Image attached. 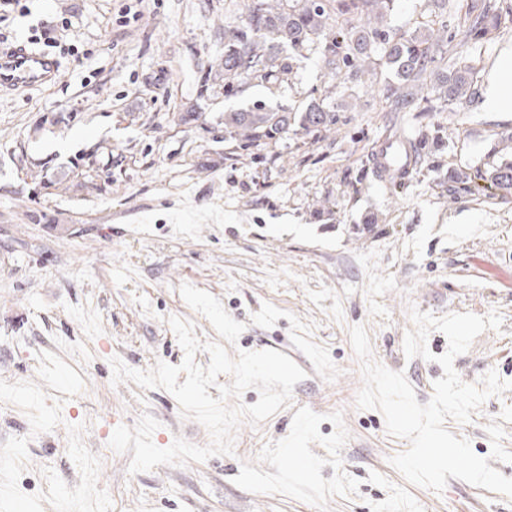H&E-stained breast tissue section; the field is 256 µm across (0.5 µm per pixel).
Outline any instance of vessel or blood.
Returning <instances> with one entry per match:
<instances>
[{"label":"vessel or blood","instance_id":"b4317fda","mask_svg":"<svg viewBox=\"0 0 512 512\" xmlns=\"http://www.w3.org/2000/svg\"><path fill=\"white\" fill-rule=\"evenodd\" d=\"M57 73L58 65L53 58L26 45L0 49V91L47 86L56 80Z\"/></svg>","mask_w":512,"mask_h":512}]
</instances>
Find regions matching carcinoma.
I'll use <instances>...</instances> for the list:
<instances>
[{
	"instance_id": "carcinoma-1",
	"label": "carcinoma",
	"mask_w": 512,
	"mask_h": 512,
	"mask_svg": "<svg viewBox=\"0 0 512 512\" xmlns=\"http://www.w3.org/2000/svg\"><path fill=\"white\" fill-rule=\"evenodd\" d=\"M396 0H247L240 22L224 28L223 73L206 74L200 93L224 76V95L243 85L268 82L288 71L283 52L313 51L338 81L342 71L365 83L381 68L394 80L385 85L393 112L453 109L473 94L482 68L474 55L485 41L512 28L507 0H470L458 17L459 0H428L437 12L422 30L388 26ZM334 107L317 100L302 112L256 101L224 112V134L244 148L280 139L294 126L320 134L336 126ZM503 154L481 168L448 171L449 191L505 199L512 195V132L500 134Z\"/></svg>"
}]
</instances>
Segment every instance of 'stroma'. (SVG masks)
<instances>
[{"label":"stroma","mask_w":512,"mask_h":512,"mask_svg":"<svg viewBox=\"0 0 512 512\" xmlns=\"http://www.w3.org/2000/svg\"><path fill=\"white\" fill-rule=\"evenodd\" d=\"M130 4L0 0L9 44L59 65L55 84L0 92V512H512L487 489L452 478L439 494L391 465L410 443L357 407L349 336L365 326L373 358L424 404L448 342L431 332V359L407 358L410 308L494 311L500 329L454 368L466 383L512 381V199L448 191L449 169L493 159L512 112L475 96L404 113L425 154L392 184L372 169L393 133L381 86L332 85L308 53L237 96L220 82L204 93L237 0H143L121 24ZM47 29L55 43L33 40ZM325 97L338 117L326 134L248 149L224 137V111ZM191 109L200 119L182 123ZM170 316L232 355L290 353L306 377L289 406L240 425L233 454L133 475L109 446L115 425L148 413L157 446L210 442L168 391L112 382L115 357L182 362ZM492 422L512 451V391L444 426L490 458Z\"/></svg>","instance_id":"stroma-1"}]
</instances>
